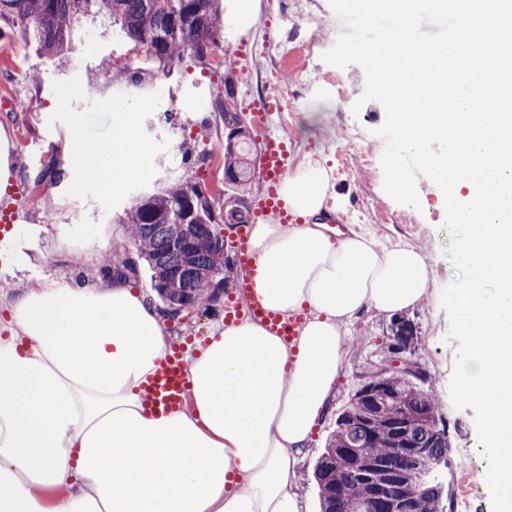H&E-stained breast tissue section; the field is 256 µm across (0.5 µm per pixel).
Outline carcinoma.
Wrapping results in <instances>:
<instances>
[{"mask_svg": "<svg viewBox=\"0 0 512 512\" xmlns=\"http://www.w3.org/2000/svg\"><path fill=\"white\" fill-rule=\"evenodd\" d=\"M0 8L24 24L41 52L60 57L74 28L85 17H102L119 26L117 34L141 54L137 67L108 55L99 73L117 86L145 89L187 55L200 60L219 45L220 0H0ZM257 147L250 137L224 150L225 184L233 191L220 203L197 182L176 180L138 197L122 223L127 225L137 261L147 264L151 287L165 304H211L205 279L234 269L224 240V217L237 224L251 220V194ZM388 351L409 353L415 340L412 321L399 317L391 326ZM427 376L377 372L359 386L336 419V431L315 472L321 512H391L400 499L404 512H443L444 489L429 479L448 466L447 426L439 406L424 389ZM409 448H422L415 462ZM378 466L391 479L389 495L372 497L365 475Z\"/></svg>", "mask_w": 512, "mask_h": 512, "instance_id": "obj_1", "label": "carcinoma"}]
</instances>
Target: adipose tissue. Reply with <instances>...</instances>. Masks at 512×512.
<instances>
[{"label":"adipose tissue","instance_id":"1","mask_svg":"<svg viewBox=\"0 0 512 512\" xmlns=\"http://www.w3.org/2000/svg\"><path fill=\"white\" fill-rule=\"evenodd\" d=\"M140 142L123 121L102 153L80 126L68 154L103 186L135 170ZM330 184L313 160L280 196L293 224L251 228L255 294L293 339L244 318L183 358L187 407L146 408L145 388L171 352L166 321L131 278L27 288L0 336V512H300L298 456L325 413L357 314L397 315L428 295L411 246L332 240Z\"/></svg>","mask_w":512,"mask_h":512}]
</instances>
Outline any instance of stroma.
<instances>
[{
	"mask_svg": "<svg viewBox=\"0 0 512 512\" xmlns=\"http://www.w3.org/2000/svg\"><path fill=\"white\" fill-rule=\"evenodd\" d=\"M239 0H221L223 38L219 48L199 60L186 57L167 78L147 90L103 85L99 96L85 94L95 77L100 57L135 61L131 45L110 35L94 43L90 33L103 31L100 21L81 20L72 38L68 63L41 54L25 27L9 15H0V133L11 143V169L26 196L18 203L17 261L0 265V325L10 319L20 288L62 278L79 284L100 275L101 262L79 254L81 234L108 224L112 236L106 254L120 256L126 244L121 222L126 209L144 193L181 178L207 186L212 194L223 188L220 163L224 152V114L218 108L225 81L234 85L233 108L247 114L253 102L276 97L279 111L270 129L294 154L295 161L319 160L331 177V189L341 215V235L356 232L371 237L378 247L409 244L423 250L429 272V294L406 311L416 332L413 359L428 375L427 389L437 399L448 426L451 448L448 464L436 472L451 502V512H493L485 476L488 462L478 445L473 409H455L448 385L458 340L449 339V318L440 304L442 289L455 281L453 261L457 232L441 220L443 208L436 187L427 177L417 179L419 207L401 205L383 190L380 157L384 140L377 134L386 118L377 101L361 102L365 73L360 66L344 69L325 63L323 53L340 33L341 21L329 0H253L257 21L243 27ZM305 48L303 60L284 63L283 48ZM134 115L141 151L132 176L102 199L101 185L72 164L66 143L74 116H81L85 137L110 149L116 134L113 115ZM364 130L361 139L340 149L339 137L351 126ZM187 141L206 162L189 167L172 150L175 141ZM70 227L72 247L61 244L55 227ZM236 276L227 277L224 298L189 324L172 331L173 344L205 341L224 322L228 299L234 298ZM392 317L366 311L347 327L344 367L319 425L301 455L298 497L301 512H320L314 480L317 461L336 428V417L361 384L373 362L390 342Z\"/></svg>",
	"mask_w": 512,
	"mask_h": 512,
	"instance_id": "1",
	"label": "stroma"
}]
</instances>
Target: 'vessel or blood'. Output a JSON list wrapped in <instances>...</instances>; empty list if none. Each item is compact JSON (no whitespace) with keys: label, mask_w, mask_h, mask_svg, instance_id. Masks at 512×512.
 Returning <instances> with one entry per match:
<instances>
[{"label":"vessel or blood","mask_w":512,"mask_h":512,"mask_svg":"<svg viewBox=\"0 0 512 512\" xmlns=\"http://www.w3.org/2000/svg\"><path fill=\"white\" fill-rule=\"evenodd\" d=\"M272 110V103L263 100L256 104L251 114L253 125L264 131L259 142L257 173L267 185L265 195L253 199L252 210L256 216H270L276 222L288 224L291 223L292 217L279 202L277 189L292 172L294 162L282 139L266 129ZM249 235V225H238L230 243L239 263L246 267L253 264L248 246ZM253 288L254 283L248 278L238 280L236 283L237 293L250 299L246 310L247 316L261 321L274 334L293 337L301 322L300 317L284 318L268 310L258 299H255ZM186 396L187 383L182 371L181 357L175 353L165 358L147 386L145 402L151 408L163 406L173 409L183 406Z\"/></svg>","instance_id":"1"}]
</instances>
